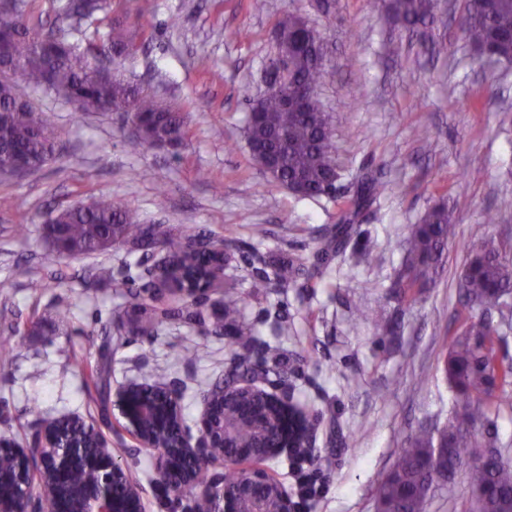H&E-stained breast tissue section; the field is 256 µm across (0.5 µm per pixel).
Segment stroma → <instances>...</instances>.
I'll list each match as a JSON object with an SVG mask.
<instances>
[{
    "label": "stroma",
    "instance_id": "obj_1",
    "mask_svg": "<svg viewBox=\"0 0 512 512\" xmlns=\"http://www.w3.org/2000/svg\"><path fill=\"white\" fill-rule=\"evenodd\" d=\"M111 0L108 12L66 39L80 48L101 43L110 28L123 29L138 46L106 67L183 112L190 137L178 149L150 147L117 112H80L65 96L20 86L19 94L46 112L57 133L56 158L23 176H1L0 196V437L29 440L49 418L84 416L81 365L112 357L111 387L144 382L159 372L184 383L182 413L196 428L202 396L224 375L226 337L182 324L159 336L112 342L117 319L149 300L118 294L109 281L92 279L99 264L113 273L139 272V253L111 249L62 258L43 226L58 210L103 195L124 197L144 223L199 224L216 239L234 238L268 259H316L319 241L350 208L362 178L381 176L389 189L361 211L357 234L320 279L297 280L287 291L253 297V273L231 254L225 284L243 297L244 319L256 330L253 358L264 344L288 361L297 400L336 418L343 442L327 447L319 465L282 461L278 471L297 512H377L376 487L420 424L446 423L458 404L444 374L449 339L460 325L456 278L474 229L512 244V65H484L460 26L467 0H440L433 24L395 25L373 0ZM298 10L321 32L328 75L322 100L331 116L342 176L335 197L301 199L269 183L246 146L243 90L265 91V68L275 51L273 25L283 9ZM143 26H136L137 14ZM249 29L250 39L235 31ZM493 97L476 111L471 102ZM424 127L427 139L414 130ZM467 199L458 214L442 280L414 304L400 303L390 283L413 224L440 194ZM166 199L157 209V196ZM497 223H486L490 212ZM369 244L370 265L355 252ZM47 286L33 292L29 283ZM376 322H352L360 304ZM70 307L60 316L58 305ZM286 317L288 337L273 335ZM195 344L198 359L180 358ZM307 363H299L300 355ZM92 424L109 447H127L122 463L144 487L146 512H194L189 496L167 494L157 482L154 455L135 445L112 415L96 411Z\"/></svg>",
    "mask_w": 512,
    "mask_h": 512
}]
</instances>
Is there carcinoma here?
Segmentation results:
<instances>
[{
    "label": "carcinoma",
    "mask_w": 512,
    "mask_h": 512,
    "mask_svg": "<svg viewBox=\"0 0 512 512\" xmlns=\"http://www.w3.org/2000/svg\"><path fill=\"white\" fill-rule=\"evenodd\" d=\"M105 0H68L62 7L65 19L76 27L104 10ZM433 0H389L388 11L404 28L424 25L433 17ZM461 25L468 41L480 57L494 63H512V0H468ZM101 48L114 56H126L134 41L112 29ZM276 56L268 69L266 93L253 97L244 90L248 108L246 144L255 164L270 158L268 179L301 197L316 199L336 189V163L329 117L320 99V87L327 76L324 43L300 13L286 9L275 26ZM18 68V80L35 88L63 94L78 103L83 112H120L138 124L139 138L150 146L182 145L188 137L182 112L160 104L154 96L136 85L111 79L102 81L95 65L76 45L58 36L45 43L43 28L30 23L21 4L0 9V59ZM56 133L45 113L17 95L15 81L0 78V164L28 165L55 156ZM387 185L371 179L364 184L354 210L339 216L337 224L324 235L312 266L289 261L271 264L254 250L241 256L244 264L256 269L250 294L266 296L275 288L285 289L298 276L310 281L322 277L333 258L356 233L353 221L358 210L375 202ZM59 255L77 259L104 249L128 247L145 255L157 248L169 250L173 260L168 278L180 288L187 280L224 282V258L219 249H233L234 240L213 241L218 251H185L186 245L212 234L195 224H144L123 198L102 196L85 207H66L57 214V224L45 226ZM458 228L454 209L437 203L428 208L408 238L401 266L392 288L400 301H413L437 285L448 244L456 239ZM469 254L456 285L462 299L458 312L460 332L450 337L444 362L446 380L461 397V403L448 423L420 426L409 439L408 448L398 456L391 471L378 483L379 512H425L430 493L436 488L435 475L446 472L453 478L463 471L473 493L464 512H512V462L498 447L497 418L512 389V357L500 352L504 342L500 326L485 312H512V262L502 255L493 240L483 238L467 246ZM119 293L133 300L141 297L144 286L139 278L126 274L115 283ZM481 314L474 316L469 308ZM193 323L217 335L230 337L231 357L224 380L218 388L261 371L276 378H288L272 358L254 361L251 347L254 330L243 317L238 292L223 291L222 313L210 317L205 309L190 303H165L151 309L131 332L155 336L172 323ZM87 407H102L103 393L111 375L107 362L84 367ZM237 443L250 447L260 441L252 421L242 420Z\"/></svg>",
    "instance_id": "cac0c4a2"
}]
</instances>
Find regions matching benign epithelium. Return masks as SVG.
<instances>
[{"label": "benign epithelium", "instance_id": "obj_1", "mask_svg": "<svg viewBox=\"0 0 512 512\" xmlns=\"http://www.w3.org/2000/svg\"><path fill=\"white\" fill-rule=\"evenodd\" d=\"M152 276L155 289L164 293H174L194 303L210 300L212 290L209 288L180 290L173 287L166 280L162 263L152 269ZM136 389L135 382L121 385L112 400L113 409L117 411L116 420L133 438L145 418L158 416L154 403L144 393L136 395ZM235 389L252 391L265 403L287 411H305L284 382L271 386L260 379L245 378L236 383ZM222 402L224 396L206 393L202 399L197 435L185 428L171 448H157L152 442L137 438L140 447L155 452L160 483L178 496L193 494L206 512H296V505L283 484L266 469L247 467L245 463L265 461L283 453L295 458L316 459L314 428L298 436L284 426L274 447L237 448L224 453V467L239 471L238 482L227 488L224 474L215 473L209 487H199L193 472L195 463L212 462L215 449L229 447L232 439L233 423L224 418ZM85 432V440L68 442L58 435L51 421L46 420L36 431L34 444L28 448L1 436L0 451L9 449L25 462L27 470L16 475L0 466V512L3 509L6 512H32L38 488L54 489L58 512H144L141 484L133 479L127 467L112 458L104 436L97 429L88 425ZM74 468L90 473L92 479L71 489L69 474Z\"/></svg>", "mask_w": 512, "mask_h": 512}]
</instances>
